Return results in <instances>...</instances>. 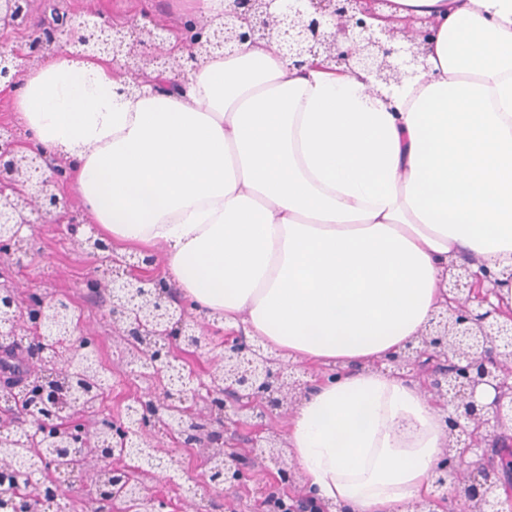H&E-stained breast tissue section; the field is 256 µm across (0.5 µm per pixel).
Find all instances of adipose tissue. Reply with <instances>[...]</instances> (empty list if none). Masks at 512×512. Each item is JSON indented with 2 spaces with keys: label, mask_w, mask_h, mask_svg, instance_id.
Masks as SVG:
<instances>
[{
  "label": "adipose tissue",
  "mask_w": 512,
  "mask_h": 512,
  "mask_svg": "<svg viewBox=\"0 0 512 512\" xmlns=\"http://www.w3.org/2000/svg\"><path fill=\"white\" fill-rule=\"evenodd\" d=\"M439 28L428 68L378 97L366 73L243 43L186 84L132 94L67 51L25 73L36 143L75 161L114 242L270 353L342 367L288 416V458L323 502L406 512L446 444L423 386L374 369L443 302L449 261L512 260V0H396Z\"/></svg>",
  "instance_id": "adipose-tissue-1"
}]
</instances>
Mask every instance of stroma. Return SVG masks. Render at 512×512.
Wrapping results in <instances>:
<instances>
[{
    "label": "stroma",
    "instance_id": "stroma-1",
    "mask_svg": "<svg viewBox=\"0 0 512 512\" xmlns=\"http://www.w3.org/2000/svg\"><path fill=\"white\" fill-rule=\"evenodd\" d=\"M30 20L27 29L5 35L8 44L25 47L21 59L24 69L31 70L51 62L48 54L28 51L32 36L52 23L54 13H67L88 18L101 24L127 25L135 20L150 18L161 36H178L190 20L192 10L187 0H30ZM52 166L61 169L66 179L60 208L66 218L75 217L77 231L66 223H45L41 213H33L31 224L25 225L21 250L0 252V286L17 288L20 306H27L30 291L68 300L80 316L81 324L94 336L99 357L108 370V384L97 411L81 414L86 428H94L100 415L119 418L130 399L150 390L161 392L158 379L131 371L126 364L125 344L107 316L109 294L97 278L103 265L99 258L87 253L80 245L82 239L95 237L99 228L82 208L72 178L71 160L54 157ZM202 422L207 423L209 435L193 448L177 449L183 462L179 478L168 479L157 473L148 485L153 495L162 499L164 512H255L263 487L270 478L261 462H254L242 487L211 485L207 477L204 455L212 443L221 442L224 429L217 413L209 405L206 392L190 401Z\"/></svg>",
    "mask_w": 512,
    "mask_h": 512
}]
</instances>
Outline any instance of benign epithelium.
<instances>
[{"instance_id": "7a95c632", "label": "benign epithelium", "mask_w": 512, "mask_h": 512, "mask_svg": "<svg viewBox=\"0 0 512 512\" xmlns=\"http://www.w3.org/2000/svg\"><path fill=\"white\" fill-rule=\"evenodd\" d=\"M391 0H229L224 13L195 21L185 29L186 36L177 44L165 47L155 27L135 22L130 26L99 25L81 22L62 15L44 36L36 37L31 47L56 54L66 45L63 38L77 37L85 54L106 55L128 71H144L158 59L167 60L173 71L182 72L185 65L195 67L212 53L214 41L233 47L244 42L263 41L277 47L279 53L294 64L317 65L338 73L358 70L373 76V92L393 85L426 69L427 46L435 36L437 23L427 17H416L407 38L408 45L396 43L392 17L380 12L379 6ZM236 19L224 23V16ZM28 0H0V31L7 32L27 26ZM336 22L337 31L348 37L343 47L337 37L325 30L328 21ZM19 53L0 44V83L16 85L20 69ZM34 157L20 150L15 140L0 139V247L19 246L22 225L30 223L29 214L58 204L62 172L33 174ZM126 267L122 275L112 278V301L108 316L117 327H124L127 341L139 346V357L130 360L132 366H148L159 378L169 381L170 389L160 400L147 392L134 398L119 419L103 418L97 422L112 440L113 451L126 458L136 457L129 448H144L154 440L151 428L163 414L184 406L191 385L173 380L171 371L177 367L178 350L206 347L203 327L185 321V311L174 306L165 281L150 275L135 273L136 265L124 259L113 260V268ZM492 285L489 293L475 294L474 285ZM448 302L431 319L416 338L405 347L391 351L383 361L392 373L410 366L423 377L427 392L439 403L448 406L444 425L447 434L445 448L433 469L435 484L447 486L448 475L463 463L469 454L482 450L488 439L484 432H497L512 424V314L489 301V295L500 297V289L512 288V265L497 273L483 264L473 271L467 263L448 262ZM69 304L61 299H49L36 292L24 311L18 310L15 289L0 288V311L10 310V319L1 321L0 345L15 336L30 339L31 372L34 378L23 389L13 391L9 379L0 382L9 399L1 412L27 411L32 395L47 410L39 421V434L61 437L73 471H93L100 457L90 451L86 429L77 413L94 407L95 401L74 397L71 382L63 379L62 351L65 344L96 347L93 337L84 330L67 329L58 334L54 322L64 315ZM224 361L222 374L209 375L212 392L219 395L214 406L224 414V429L241 425L265 427L275 411H283L313 386L295 377L292 367L266 356L262 349L248 343L242 336L224 337V349L214 361ZM491 388L493 400L483 403L477 391ZM197 417L178 419L170 434L183 439L188 448L200 440ZM221 474L211 478L214 484L242 485L243 462L229 445L219 448ZM254 456L266 465H273L283 484H293L296 467L286 456L285 442L275 431L267 432L254 448ZM128 472L112 467V492L97 488L100 512H105L112 499L122 496ZM512 481V467L491 458L472 466L467 473L455 477L453 490L448 493L451 512H503L500 490ZM62 495L57 472L41 485L34 496L15 494L10 498L17 512H40L45 498ZM265 506L281 507L279 512H352L347 503L328 505L312 492H307L295 504L270 495ZM163 504L145 485H140L135 501L137 512H162Z\"/></svg>"}]
</instances>
